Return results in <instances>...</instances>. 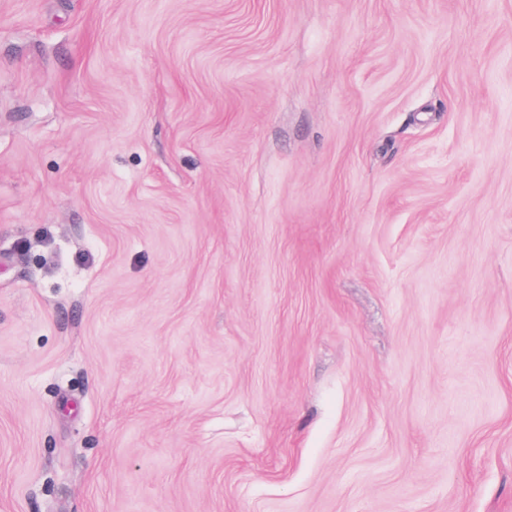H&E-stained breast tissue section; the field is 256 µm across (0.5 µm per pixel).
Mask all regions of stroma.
Wrapping results in <instances>:
<instances>
[{
	"label": "stroma",
	"mask_w": 512,
	"mask_h": 512,
	"mask_svg": "<svg viewBox=\"0 0 512 512\" xmlns=\"http://www.w3.org/2000/svg\"><path fill=\"white\" fill-rule=\"evenodd\" d=\"M0 512H512V0H0Z\"/></svg>",
	"instance_id": "35a3bbf8"
}]
</instances>
